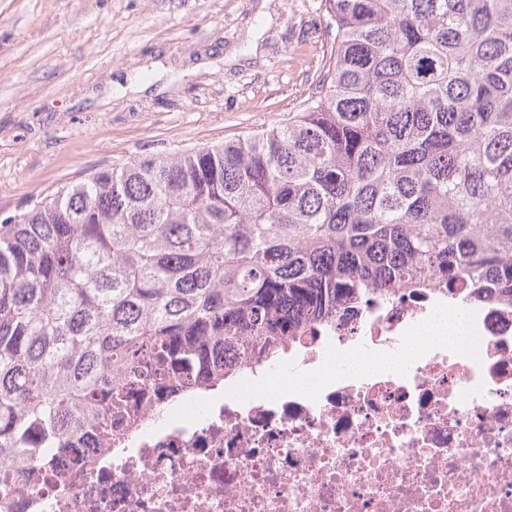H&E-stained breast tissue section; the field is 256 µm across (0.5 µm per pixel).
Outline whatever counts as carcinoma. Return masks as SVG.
Masks as SVG:
<instances>
[{"mask_svg":"<svg viewBox=\"0 0 512 512\" xmlns=\"http://www.w3.org/2000/svg\"><path fill=\"white\" fill-rule=\"evenodd\" d=\"M320 97L132 158L0 222V463L15 481L142 401L224 384L371 294L512 300V0H325Z\"/></svg>","mask_w":512,"mask_h":512,"instance_id":"carcinoma-1","label":"carcinoma"}]
</instances>
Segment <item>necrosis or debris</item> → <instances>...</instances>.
<instances>
[{
	"mask_svg": "<svg viewBox=\"0 0 512 512\" xmlns=\"http://www.w3.org/2000/svg\"><path fill=\"white\" fill-rule=\"evenodd\" d=\"M471 291L398 288L301 330L279 361L230 354L223 388L145 404L141 426L91 441L96 468L46 461L11 496L20 512H512V303ZM443 308L461 336L413 347ZM351 352L382 365L339 369ZM308 374L316 387L296 385Z\"/></svg>",
	"mask_w": 512,
	"mask_h": 512,
	"instance_id": "obj_1",
	"label": "necrosis or debris"
}]
</instances>
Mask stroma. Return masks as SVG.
Wrapping results in <instances>:
<instances>
[{
    "mask_svg": "<svg viewBox=\"0 0 512 512\" xmlns=\"http://www.w3.org/2000/svg\"><path fill=\"white\" fill-rule=\"evenodd\" d=\"M330 43L324 0H0V218L129 158L283 123Z\"/></svg>",
    "mask_w": 512,
    "mask_h": 512,
    "instance_id": "stroma-1",
    "label": "stroma"
}]
</instances>
